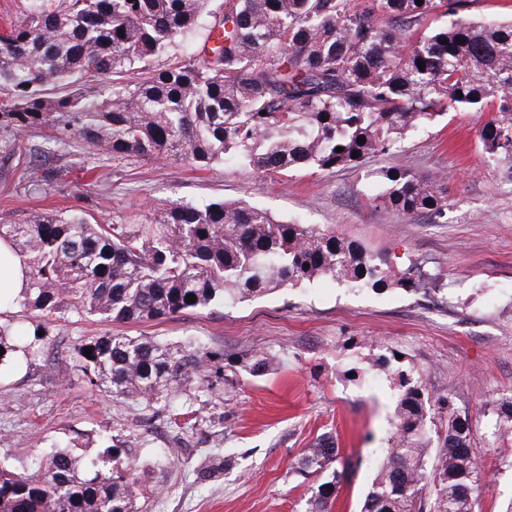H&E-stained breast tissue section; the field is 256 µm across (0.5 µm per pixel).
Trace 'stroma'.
<instances>
[{
  "label": "stroma",
  "mask_w": 512,
  "mask_h": 512,
  "mask_svg": "<svg viewBox=\"0 0 512 512\" xmlns=\"http://www.w3.org/2000/svg\"><path fill=\"white\" fill-rule=\"evenodd\" d=\"M476 112H448L410 133L403 162L442 178L448 219L407 217L377 202L368 168L255 174L231 155L207 169L165 159L115 160L70 141L41 173L51 188L25 190L22 167L0 141V224L40 212L80 213L104 224H141L176 200H243L361 243L394 267L431 282L405 291L348 288L318 279L235 304L148 322L112 323L74 314L46 317L32 342L20 306L0 308L18 331L14 360L0 367V466L22 472L52 446L99 457L106 441L118 467L136 469L137 512H311L325 475L301 476L311 441L333 435L351 470L332 512H359L394 430L392 373L414 369L430 397L451 395L472 421L483 478L474 512L512 503V434L486 435L490 396L512 391V182L488 162ZM150 336L182 351L212 353V383L192 382L174 402L113 399L88 387L74 345L105 334ZM276 370L252 376L254 352Z\"/></svg>",
  "instance_id": "1"
}]
</instances>
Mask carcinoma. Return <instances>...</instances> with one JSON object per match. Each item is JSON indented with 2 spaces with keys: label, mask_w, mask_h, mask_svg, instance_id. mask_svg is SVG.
<instances>
[{
  "label": "carcinoma",
  "mask_w": 512,
  "mask_h": 512,
  "mask_svg": "<svg viewBox=\"0 0 512 512\" xmlns=\"http://www.w3.org/2000/svg\"><path fill=\"white\" fill-rule=\"evenodd\" d=\"M209 2L25 0L0 28V90L9 91L0 100V136L16 141L46 127L55 142L72 137L114 159L173 158L207 168L231 154L257 174L286 176L358 167L400 152L408 133L451 110L487 112L482 151L512 182V20L468 17L477 0H223L218 17ZM448 15L450 24L431 27ZM206 23L203 60L149 67ZM135 69L142 78L134 86L118 81ZM107 79L112 92L102 99L71 91ZM372 176L384 206L447 219L441 179L400 164ZM0 240L26 268L20 305L33 312L35 333L45 331L38 318L56 314L150 321L324 277L379 291L418 289L425 278L395 270L333 230L280 221L241 202H168L145 224L41 212L24 224H0ZM189 294L195 302H186ZM72 357L90 387L148 405L176 397L192 377L207 380L210 362L207 352L183 354L119 334L84 339ZM273 364L257 352L249 372L260 376ZM397 379L390 448L361 512H473L482 464L469 417L455 413L451 397L438 398L448 429L431 451L430 397L413 373L400 370ZM487 406L496 417L491 434L511 433L512 395ZM338 455L331 435L305 449L303 470L332 472L311 512H331L345 477L335 468ZM103 461L54 450L31 472L0 466V512H134L132 467L103 475Z\"/></svg>",
  "instance_id": "carcinoma-1"
}]
</instances>
